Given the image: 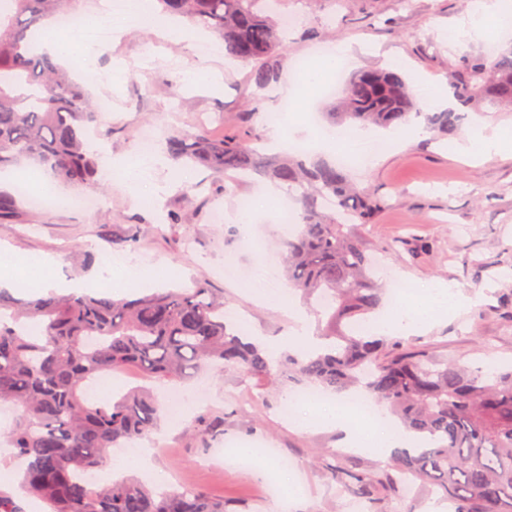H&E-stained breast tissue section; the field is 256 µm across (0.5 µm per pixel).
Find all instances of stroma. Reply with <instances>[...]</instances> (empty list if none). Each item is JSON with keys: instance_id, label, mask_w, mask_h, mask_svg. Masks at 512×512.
<instances>
[{"instance_id": "1", "label": "stroma", "mask_w": 512, "mask_h": 512, "mask_svg": "<svg viewBox=\"0 0 512 512\" xmlns=\"http://www.w3.org/2000/svg\"><path fill=\"white\" fill-rule=\"evenodd\" d=\"M470 0H281L280 11L297 16L280 60L281 79L268 88L252 81L251 68L202 56L193 39L160 40L158 33L130 28L119 42H98L95 73L109 74L98 84L95 73L74 67L73 77L93 98L112 97L109 136L99 138L102 151L114 157L140 158L139 137L145 127L165 134L170 127L194 131L195 116H222L225 135L263 149L274 132L290 144L312 140L318 128L303 111H324L323 87L304 89L288 121L269 123L281 97L293 83L292 66L301 59L318 65L326 48L350 47L352 61L345 75L400 60L410 83H447L448 66L461 51L448 35L467 18ZM473 113H465L448 133H429L423 140L395 148L379 144L370 163H354L345 172L351 182L381 195L385 204L372 223L353 230L376 250L388 269L387 288L402 280L418 293L442 283L455 285L471 305L416 334L440 353L476 367L512 364V155L504 153L479 163H461L448 154L449 142L466 136ZM263 179L225 175L215 192L208 171L192 164L162 159L142 187L153 198L140 205L120 180L103 178L95 196L100 205L81 211L70 208L71 190L57 185L48 203L31 210L22 224H0V250L15 262L40 254L56 258V274L68 281H95L102 252L112 238L138 230L136 244L120 250L122 258L152 270H169L172 289L204 283L223 291L229 307L251 336L267 343L287 336L292 320L267 307L250 292L267 260L279 259L283 224L279 200L266 198ZM255 201L249 224H216V208L237 209L244 199ZM181 212L182 224H168L167 213ZM236 273H222L225 262ZM210 395L196 402L197 388ZM188 417L202 410L224 420V434L208 443L186 435L184 424L163 420L160 432L142 439L153 449V468L164 487L190 485L223 498L228 512H344L337 484L327 467L337 463L355 471L383 472L386 460L368 450L344 447L335 429L322 425L295 426L294 417H314L304 405L286 412L301 386L280 381L273 386L227 368L200 370L180 381ZM265 446L272 454L270 470L254 465L215 469L214 453L225 446ZM292 484V502L279 498L282 484Z\"/></svg>"}]
</instances>
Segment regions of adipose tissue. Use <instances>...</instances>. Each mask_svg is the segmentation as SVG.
<instances>
[{"label":"adipose tissue","mask_w":512,"mask_h":512,"mask_svg":"<svg viewBox=\"0 0 512 512\" xmlns=\"http://www.w3.org/2000/svg\"><path fill=\"white\" fill-rule=\"evenodd\" d=\"M491 32L512 33V0H477L468 22L461 28V34L468 42L483 38ZM511 147V129L493 127L477 118L468 136L464 140L450 142L448 150L455 157L468 160L488 159ZM253 295L271 308L290 313L295 324L288 334L289 343L306 349L318 347L319 341L311 332L307 316L294 304L290 293L282 289L257 288ZM469 305V299L455 291L453 286L441 284L419 301L387 307L379 316L366 323L364 333L368 336H409L428 328L438 314H458ZM319 421L338 430L345 447L368 448L380 456L389 454L395 448L415 447L419 442L417 436L406 432L384 415L364 427L352 426L347 413L333 401L325 402Z\"/></svg>","instance_id":"ef3b65f1"}]
</instances>
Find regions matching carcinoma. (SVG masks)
Here are the masks:
<instances>
[{
    "label": "carcinoma",
    "mask_w": 512,
    "mask_h": 512,
    "mask_svg": "<svg viewBox=\"0 0 512 512\" xmlns=\"http://www.w3.org/2000/svg\"><path fill=\"white\" fill-rule=\"evenodd\" d=\"M0 12V170L27 163L60 183L96 188L97 158L87 151L89 129L108 134L103 113L67 71L38 50L47 19L75 13L74 0H9ZM279 0H157L160 12L187 18L212 33L224 49L253 67L255 85L279 79L286 44L269 15ZM449 84L463 106L512 111V48L495 54L464 52L449 68ZM330 126H406L415 117L441 132L459 113L419 112L406 80L375 67L353 76L325 113ZM170 156L211 174H259L298 192L301 229L283 242L288 279L315 302L328 344L289 354L275 367L263 350L232 327L224 295L201 284L133 299L108 293L49 292L15 298L0 291V402L12 404L13 429L0 451L21 461L28 492L50 512H226L224 501L198 489L157 491L136 478L111 484L84 480L104 467L110 450L158 429L162 403L148 387L100 402L87 384L105 373L182 381L202 365L232 367L269 380L278 373L298 384L373 397L413 432L423 448L394 451L397 476L332 468L365 512H385L374 497L390 480L397 494L408 478L441 490L456 512H512V371L493 364L466 368L429 344L366 336L351 325L375 311L382 284L351 224L370 219L383 198L352 187L329 163L270 155L205 128L174 131ZM332 198L336 213L326 212ZM12 194H0V223L24 219ZM224 421L199 415L194 435L217 438Z\"/></svg>",
    "instance_id": "carcinoma-1"
}]
</instances>
